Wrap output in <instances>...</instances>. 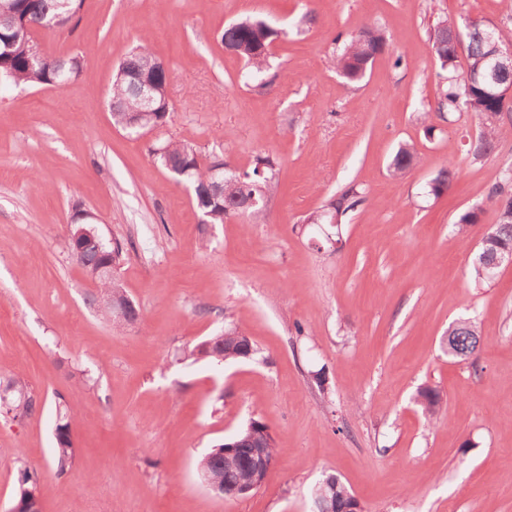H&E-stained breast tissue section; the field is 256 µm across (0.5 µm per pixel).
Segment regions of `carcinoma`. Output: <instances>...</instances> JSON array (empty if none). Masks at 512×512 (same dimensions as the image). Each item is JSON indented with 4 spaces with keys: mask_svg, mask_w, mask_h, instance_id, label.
Returning a JSON list of instances; mask_svg holds the SVG:
<instances>
[{
    "mask_svg": "<svg viewBox=\"0 0 512 512\" xmlns=\"http://www.w3.org/2000/svg\"><path fill=\"white\" fill-rule=\"evenodd\" d=\"M56 0H12L11 14L0 20V81L10 82L16 86L53 85L67 87L83 71L79 55L67 58L45 56L35 63L30 60L27 51V36L24 30L41 32L51 31L49 20L56 13ZM287 36V30L277 28L259 18L246 19L224 28L220 35L222 45L232 47L248 65L245 79L258 81L264 87L267 82L261 76L267 71L269 53L266 46ZM458 38V24L447 18H440L428 29L431 51L439 61L446 75L442 76L440 98L436 112L444 117V111L464 110L475 114L482 125L478 138L469 144L467 154L475 161L489 155L506 131L501 123L505 112H512V106L505 105L497 97L496 91L481 82L465 81V76L456 73L457 53L454 43ZM467 72L481 74L487 67L486 55L488 42L486 30L481 25H474L467 32ZM389 37L377 27L362 30L351 38L335 57L334 64L339 74L348 82L361 80L367 69L372 66L369 58L376 51L385 50ZM149 75L161 90L169 82V72L160 68L147 43H141L117 67L114 74L110 96V112L113 125L125 126L128 113L137 112L140 102L137 92V79ZM171 108L164 104L158 112L144 117L145 123L157 129L167 126ZM155 157L178 183L189 184L194 193V201L209 224H222L226 220L246 215L255 222L264 219V195L276 184V163L268 155L255 157L250 170L244 173L226 171L224 182L228 195L213 203L203 192L208 172L211 168L224 165V159L217 153L204 152L198 145L179 139L173 135L159 140L150 149ZM419 162L415 147L409 143L399 146L389 164L393 177L403 176ZM453 172L442 169L430 185V194L439 196L448 188ZM489 198L499 202L498 221L488 236L495 240L512 244V166L505 167L491 188ZM125 253L124 245L114 240L105 241L93 232L83 237L79 251L72 253L75 262L87 274L96 277L94 292L89 301L94 304L102 317L112 320L115 307L125 300L126 291L115 276L99 273L105 264L117 268ZM490 261L474 257L470 270L475 285L480 286L492 278L488 265ZM480 344L477 326L470 318H461L448 326V357L461 362L468 359ZM239 343L224 334L209 336L186 351V357L205 360L213 366L237 361ZM9 391L8 399L0 397V413L12 416L15 421H22L34 412L36 397L29 383L21 377H12L5 381ZM440 394L432 387H424L418 392L417 403L424 416L430 420L436 418L440 407ZM79 412L66 405H56L55 448L51 466L56 474L63 475L75 458L72 440V426ZM198 474L218 481L224 486V492H232L246 477V470L241 461L229 462L224 458V445L219 444L210 449L197 461ZM329 497L338 505L352 497L348 488L336 477L326 479ZM44 487L37 471L28 467L18 469L17 492L14 502H28L33 497H42Z\"/></svg>",
    "mask_w": 512,
    "mask_h": 512,
    "instance_id": "carcinoma-1",
    "label": "carcinoma"
}]
</instances>
